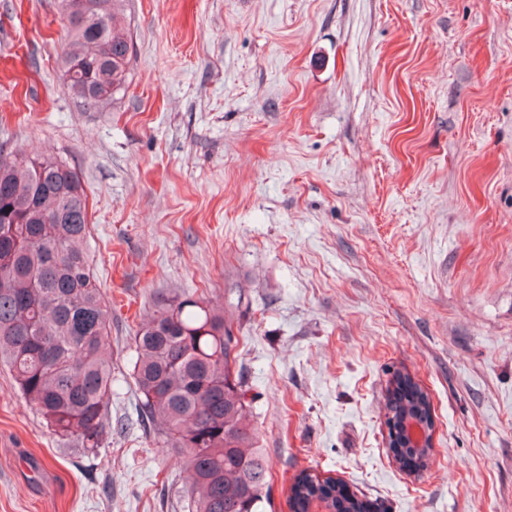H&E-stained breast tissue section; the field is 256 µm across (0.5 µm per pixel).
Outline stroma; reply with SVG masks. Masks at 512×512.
Masks as SVG:
<instances>
[{
    "instance_id": "obj_1",
    "label": "stroma",
    "mask_w": 512,
    "mask_h": 512,
    "mask_svg": "<svg viewBox=\"0 0 512 512\" xmlns=\"http://www.w3.org/2000/svg\"><path fill=\"white\" fill-rule=\"evenodd\" d=\"M57 0H0V151L78 173L112 308L96 453L0 365V512H185L133 338L193 294L239 339L265 512L301 470L376 512H512V0H127L129 88H61ZM429 393L434 461L393 464L384 391Z\"/></svg>"
}]
</instances>
